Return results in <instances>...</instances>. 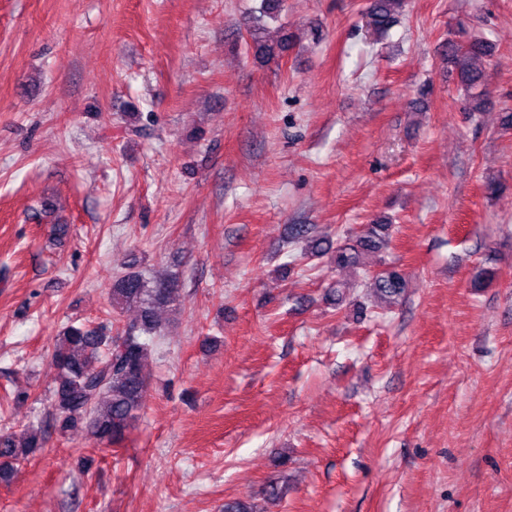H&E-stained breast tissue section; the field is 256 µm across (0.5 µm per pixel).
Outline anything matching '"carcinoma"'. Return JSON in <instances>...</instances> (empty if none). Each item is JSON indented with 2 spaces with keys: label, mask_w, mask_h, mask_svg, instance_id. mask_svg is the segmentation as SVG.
Here are the masks:
<instances>
[{
  "label": "carcinoma",
  "mask_w": 512,
  "mask_h": 512,
  "mask_svg": "<svg viewBox=\"0 0 512 512\" xmlns=\"http://www.w3.org/2000/svg\"><path fill=\"white\" fill-rule=\"evenodd\" d=\"M283 0H261L259 14L244 20L253 44L262 57L270 59L274 49L262 43L264 21L274 19ZM404 0H374L368 26L377 34L387 32L397 22ZM489 45L476 39L466 46L448 44V61L459 71L467 89L466 107L481 112L486 103L485 69L476 61L488 57ZM392 225L364 224L348 242L336 247L333 264L339 269L359 268L377 300L392 305L406 293L408 280L395 267L374 270L362 258L389 249ZM115 280L111 306L115 313L135 306V321L122 325L121 333L110 328H94L69 322L63 329L51 356L54 411L52 427L61 434L81 428L99 443H121L139 419L148 385L146 362L161 335V308L177 311V277L150 279L135 270ZM41 427L27 428L22 440L12 434H0V472L8 474L14 465L29 459L44 447Z\"/></svg>",
  "instance_id": "cac0c4a2"
}]
</instances>
